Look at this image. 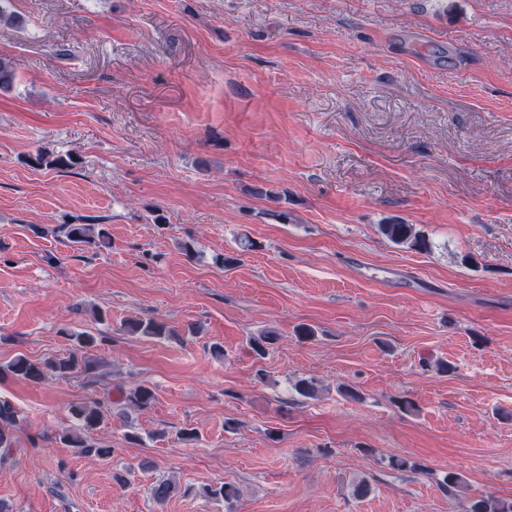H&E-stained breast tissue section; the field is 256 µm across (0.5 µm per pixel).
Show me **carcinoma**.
<instances>
[{
	"mask_svg": "<svg viewBox=\"0 0 512 512\" xmlns=\"http://www.w3.org/2000/svg\"><path fill=\"white\" fill-rule=\"evenodd\" d=\"M77 165L71 155H56L47 149L38 150L35 157V166L47 169L71 168ZM379 232L396 245H405L418 251H429L430 243L426 236L417 231L412 224L400 222H388L379 225ZM104 232L95 230L93 224H68L66 225V238L73 244H93L95 239L103 238ZM126 333L132 336H146L165 339L177 335L174 329L165 323L153 318L132 319L124 325ZM69 336L74 349L69 356L64 358L31 359L24 355L15 357L5 368L18 379L37 382L52 375H68L74 372L87 371L91 367L92 359L89 351L100 346L104 341L103 336H94L86 332H65ZM279 338V333L268 330L264 335L250 341L251 349L264 355L267 346L272 345ZM155 400L154 391L148 386H138L133 390L121 393L119 403L138 408H149ZM107 408L105 403L93 401L91 403H77L72 406L71 413L76 420V425L65 430L61 436V442L70 447L77 448L85 454L94 453L101 457L110 454L111 449L100 448L90 444L87 434L96 429L103 422ZM18 421V411L13 406L0 400V448L12 447L11 430ZM442 489L448 493V498L458 499L463 493L464 482L454 473H447L442 480ZM174 492L173 484L168 480H160L150 488V495L157 503L165 502ZM208 493L214 500L232 502L239 497L238 490L231 484H223L215 489H209ZM466 512H512V505L507 507L501 501L493 497H480L470 500Z\"/></svg>",
	"mask_w": 512,
	"mask_h": 512,
	"instance_id": "obj_1",
	"label": "carcinoma"
}]
</instances>
